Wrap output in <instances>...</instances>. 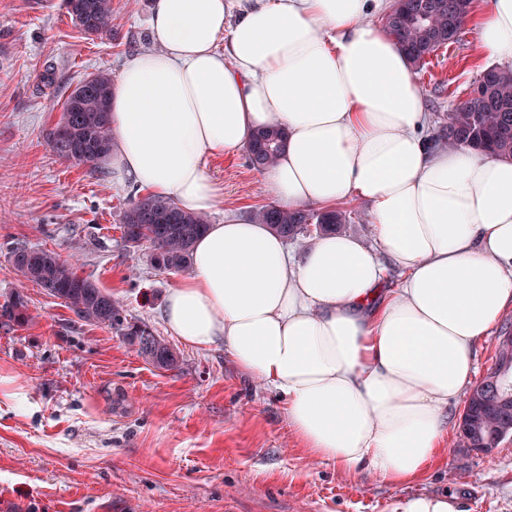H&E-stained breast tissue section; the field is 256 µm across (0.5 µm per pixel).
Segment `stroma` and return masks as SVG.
<instances>
[{
  "mask_svg": "<svg viewBox=\"0 0 512 512\" xmlns=\"http://www.w3.org/2000/svg\"><path fill=\"white\" fill-rule=\"evenodd\" d=\"M153 0H112V31L86 35L62 0H0V304L15 293L28 320L0 326V512H393L416 495H450L465 512H512V436L490 454L444 449L418 477L391 482L309 455L285 401L244 376L223 346L190 347L161 309L183 272L149 247L125 249L122 217L141 196L111 173L60 158L49 134L81 80L118 77L152 48ZM473 22L416 72L433 127L491 68ZM224 203L242 215L273 195L245 153L211 158ZM74 263L178 356L154 367L113 329L79 320L23 280L17 245Z\"/></svg>",
  "mask_w": 512,
  "mask_h": 512,
  "instance_id": "1",
  "label": "stroma"
}]
</instances>
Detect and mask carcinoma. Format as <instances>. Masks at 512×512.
Returning <instances> with one entry per match:
<instances>
[{
    "label": "carcinoma",
    "instance_id": "carcinoma-1",
    "mask_svg": "<svg viewBox=\"0 0 512 512\" xmlns=\"http://www.w3.org/2000/svg\"><path fill=\"white\" fill-rule=\"evenodd\" d=\"M473 0H399L387 16L385 27L418 68L438 48L459 40L463 20ZM64 8L89 35L112 32V0H64ZM112 81L98 73L80 82L65 103L60 122L50 133L58 156L95 172L110 150ZM450 147L473 146L512 158V72L491 68L449 111L437 134ZM83 146L82 154L71 145ZM285 145L284 133L265 128L252 136L247 161L256 170L273 164ZM347 220L340 211L287 210L271 202L255 214L286 239L309 232L331 234ZM207 228L205 218L185 212L169 198L146 195L134 202L122 218V242L153 249L154 263L168 271L189 267L195 241ZM13 269L22 278L63 300L78 319L115 329L159 369H173L178 356L144 323L127 321L121 303L88 276L78 274L66 260L50 250L16 246L9 252ZM28 318L27 301L20 293L0 305V323H20ZM495 360L507 368L493 383L478 384L467 392L459 417L458 440L465 448H496L512 435V347L497 342Z\"/></svg>",
    "mask_w": 512,
    "mask_h": 512
}]
</instances>
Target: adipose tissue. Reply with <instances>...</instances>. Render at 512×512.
Returning a JSON list of instances; mask_svg holds the SVG:
<instances>
[{
  "mask_svg": "<svg viewBox=\"0 0 512 512\" xmlns=\"http://www.w3.org/2000/svg\"><path fill=\"white\" fill-rule=\"evenodd\" d=\"M396 0H156V48L112 90V181L206 216L168 330L223 344L278 391L311 456L402 481L422 473L512 305V160L435 140L411 61L374 22ZM483 55L512 68V0H482ZM284 131L263 182L285 209L368 204L373 242L300 254L225 209L206 161ZM397 287H385L389 268Z\"/></svg>",
  "mask_w": 512,
  "mask_h": 512,
  "instance_id": "1",
  "label": "adipose tissue"
}]
</instances>
